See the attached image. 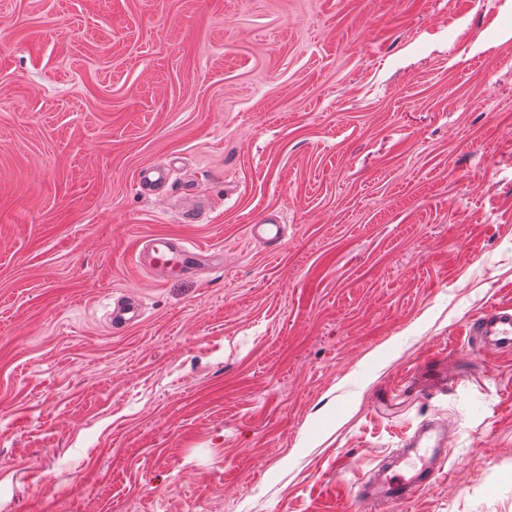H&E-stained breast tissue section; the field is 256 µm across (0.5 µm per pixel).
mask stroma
<instances>
[{"mask_svg": "<svg viewBox=\"0 0 512 512\" xmlns=\"http://www.w3.org/2000/svg\"><path fill=\"white\" fill-rule=\"evenodd\" d=\"M157 233L224 261L154 277ZM492 303L512 0H0V512H365L430 417L452 446L387 512H512ZM169 180V170L161 165L147 167L139 177L138 185L144 192H151L166 187ZM286 226L281 224L280 216L270 213L249 225V238L254 242L262 241L267 246L274 247L284 239ZM142 319L143 309L139 300L121 296L114 301L110 314L113 331H125L136 327ZM468 336H478L483 348L491 351L512 350V307L490 305L471 321Z\"/></svg>", "mask_w": 512, "mask_h": 512, "instance_id": "obj_1", "label": "stroma"}]
</instances>
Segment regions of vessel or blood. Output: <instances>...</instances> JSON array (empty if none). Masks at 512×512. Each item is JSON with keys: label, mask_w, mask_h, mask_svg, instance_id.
<instances>
[{"label": "vessel or blood", "mask_w": 512, "mask_h": 512, "mask_svg": "<svg viewBox=\"0 0 512 512\" xmlns=\"http://www.w3.org/2000/svg\"><path fill=\"white\" fill-rule=\"evenodd\" d=\"M169 171L161 165L147 167L139 177L142 191L151 192L166 187ZM286 227L280 216L268 214L251 224L249 237L267 246H277L285 237ZM135 260L138 267L148 269L161 278L170 277L178 269L196 270L210 266L212 251L166 235H151L137 243ZM143 319L142 304L131 297L115 300L110 314L113 330L125 331L138 326ZM468 335L479 337L483 348L491 351L512 350V307L491 305L471 321ZM452 431L447 421H425L412 437L403 440L404 451L399 463L387 470L376 484H361L357 499L368 512H385L388 505L409 499L416 491L432 482L436 475L437 454L448 446Z\"/></svg>", "instance_id": "vessel-or-blood-1"}]
</instances>
